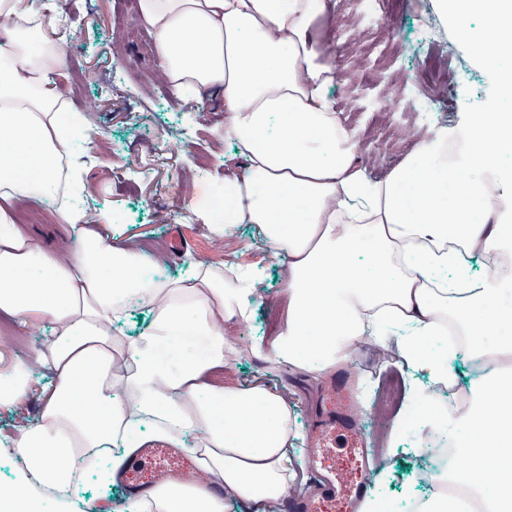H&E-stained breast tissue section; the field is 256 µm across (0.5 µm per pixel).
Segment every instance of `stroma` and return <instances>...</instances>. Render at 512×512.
<instances>
[{
	"instance_id": "1",
	"label": "stroma",
	"mask_w": 512,
	"mask_h": 512,
	"mask_svg": "<svg viewBox=\"0 0 512 512\" xmlns=\"http://www.w3.org/2000/svg\"><path fill=\"white\" fill-rule=\"evenodd\" d=\"M56 2L59 11L69 14L75 35L63 80L68 107L82 111L85 99L96 97L98 110L88 121L100 132L101 145L109 150L114 144L120 147L119 153L110 151L105 164L86 161L82 178L90 206L120 216L121 239L135 240L147 249L162 248L170 272L184 271L191 254L208 256L218 264H263L265 246L248 227L240 228L243 249L233 256L213 251L207 224L188 216L193 209L190 197L200 154L208 156L212 184L223 185L225 177L242 171L240 159L224 141L222 96L212 95L204 104L170 96L151 31L145 25L130 26L123 21L129 0ZM409 2L408 10L396 21L406 55L384 70L378 69L368 54L350 57L349 89L334 95L337 111L361 135L358 157L375 178L385 177L414 147L400 136L405 116L383 105L393 90L414 79L419 57L427 50L421 27L436 19L432 0ZM472 76L477 92L471 100L446 104L444 111L428 116L416 115V122L457 124L465 113L484 106L494 90L482 71L473 70ZM174 128L183 138L182 147L156 150V142ZM348 369L353 378L347 393L368 405L363 430L371 445L379 448L380 463L390 468L383 494L400 498L423 461L392 454L393 435L375 428L372 412L384 383L399 366L385 352L365 350ZM232 376L244 385L258 381L273 389H288L294 400L296 445L307 448L315 436L314 422L326 407L329 380L291 372L260 357L244 359Z\"/></svg>"
}]
</instances>
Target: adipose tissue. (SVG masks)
<instances>
[{"label": "adipose tissue", "mask_w": 512, "mask_h": 512, "mask_svg": "<svg viewBox=\"0 0 512 512\" xmlns=\"http://www.w3.org/2000/svg\"><path fill=\"white\" fill-rule=\"evenodd\" d=\"M440 21L486 74L498 99L420 139L382 179L356 159L331 90L334 56L319 49L334 0H138V18L173 94L224 99V137L244 161L224 181V250L252 225L284 288L264 295L254 269L191 256L163 273L158 253L113 244L108 217L71 204L81 153L66 135L68 58L53 0H0V412L38 399L35 418L0 438L22 466L1 494L65 512L86 476L114 477L154 442L192 454L195 474L172 479L125 512H282L293 491L296 427L287 390L241 386L249 355L319 377L362 349L405 363L410 395L428 407L420 430L448 428L464 461L431 473L420 512H512V0H433ZM56 203L68 244L23 233L18 211ZM285 305L270 348L241 342L258 305ZM144 327H121L130 309ZM27 336L29 344L18 341ZM458 336L481 378L465 407L431 408L454 371L440 352Z\"/></svg>", "instance_id": "1"}]
</instances>
